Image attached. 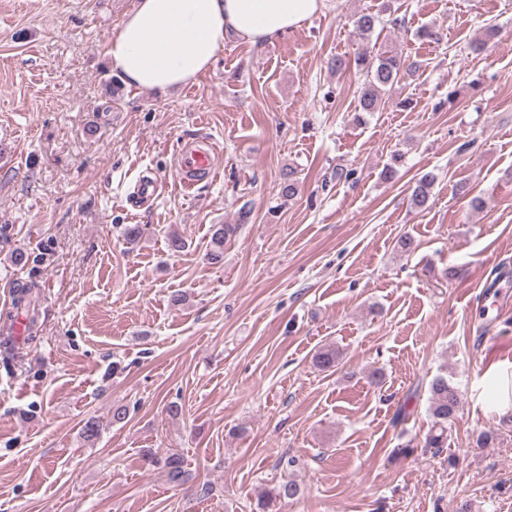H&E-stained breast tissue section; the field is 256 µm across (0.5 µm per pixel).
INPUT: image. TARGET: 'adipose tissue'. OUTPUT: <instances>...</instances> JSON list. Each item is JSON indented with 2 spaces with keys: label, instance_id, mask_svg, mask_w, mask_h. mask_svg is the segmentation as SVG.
<instances>
[{
  "label": "adipose tissue",
  "instance_id": "ef3b65f1",
  "mask_svg": "<svg viewBox=\"0 0 512 512\" xmlns=\"http://www.w3.org/2000/svg\"><path fill=\"white\" fill-rule=\"evenodd\" d=\"M323 0H136L106 55L128 85L166 90L194 81L227 33L261 45L304 25Z\"/></svg>",
  "mask_w": 512,
  "mask_h": 512
}]
</instances>
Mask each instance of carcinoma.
Masks as SVG:
<instances>
[{
	"mask_svg": "<svg viewBox=\"0 0 512 512\" xmlns=\"http://www.w3.org/2000/svg\"><path fill=\"white\" fill-rule=\"evenodd\" d=\"M391 11V4L384 2L373 12L369 9L358 14L354 21L356 33L363 39H368L382 24L383 15ZM354 67L356 73L364 80L357 87V120L364 119L380 109L386 92L399 83L406 75L418 70L417 62L395 51H385L375 57L367 54L356 56L349 62L343 57L331 59V67L341 71ZM434 184V176L423 174L408 188V201L411 208L423 211L427 209ZM298 193V179L295 171L290 169L282 173L280 194L292 198ZM238 229L236 224H215L211 234V248L207 258L212 264H219L224 259V242L230 239ZM340 352L334 345H327L318 350L312 360L313 365L321 371H329L338 365ZM460 405V391L448 380V374L436 376L430 385L428 413L432 426L425 438V447L438 454L448 444V422L456 416ZM142 461L149 468L162 470L169 483L182 486L190 481V473L186 469L182 454L166 450L163 452L147 448L143 450ZM300 483L292 478H283L271 484L264 491L259 504L261 512H271L277 504L288 503L301 495Z\"/></svg>",
	"mask_w": 512,
	"mask_h": 512,
	"instance_id": "carcinoma-1",
	"label": "carcinoma"
}]
</instances>
